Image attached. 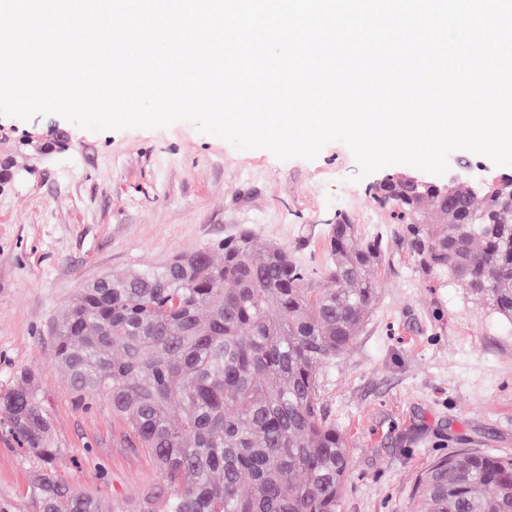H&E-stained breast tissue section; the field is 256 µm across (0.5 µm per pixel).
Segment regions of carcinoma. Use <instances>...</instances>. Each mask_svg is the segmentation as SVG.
<instances>
[{"label":"carcinoma","instance_id":"cac0c4a2","mask_svg":"<svg viewBox=\"0 0 512 512\" xmlns=\"http://www.w3.org/2000/svg\"><path fill=\"white\" fill-rule=\"evenodd\" d=\"M455 198L398 187L387 204L423 275L463 283L511 323L512 174ZM328 250L316 281L286 249L240 232L81 289L52 321L54 364L76 406H110L162 486L127 509L60 479L62 442L26 372L0 389V425L29 467L31 512H337L350 456L324 412L319 371L363 327L386 243L358 240L341 218ZM414 499V512H512V458H439Z\"/></svg>","mask_w":512,"mask_h":512}]
</instances>
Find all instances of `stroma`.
<instances>
[{
    "mask_svg": "<svg viewBox=\"0 0 512 512\" xmlns=\"http://www.w3.org/2000/svg\"><path fill=\"white\" fill-rule=\"evenodd\" d=\"M69 149L0 191V386L37 375L64 447L59 476L104 503L135 499L159 473L110 412L75 406L46 329L80 288L158 266L240 229L289 250L321 276L329 224L384 237L377 299L350 348L322 368L325 412L351 469L339 512H413L436 458L462 449L512 457V324L462 284L428 278L373 199L378 174L353 181L351 150L312 160L240 151L178 121L166 128L70 126ZM29 469L0 428V495L27 512Z\"/></svg>",
    "mask_w": 512,
    "mask_h": 512,
    "instance_id": "35a3bbf8",
    "label": "stroma"
}]
</instances>
